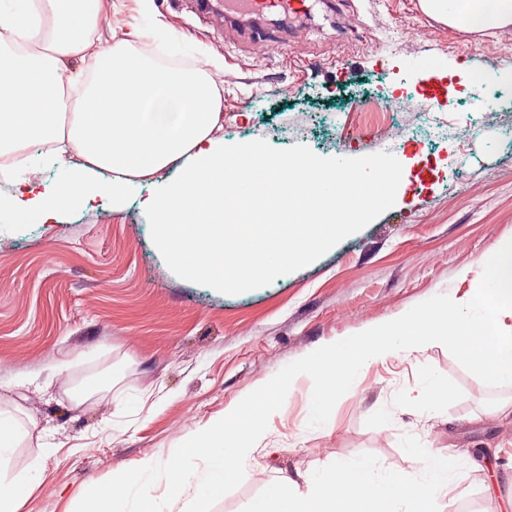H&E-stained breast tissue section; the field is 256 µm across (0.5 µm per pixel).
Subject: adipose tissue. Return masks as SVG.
<instances>
[{
    "label": "adipose tissue",
    "instance_id": "adipose-tissue-1",
    "mask_svg": "<svg viewBox=\"0 0 512 512\" xmlns=\"http://www.w3.org/2000/svg\"><path fill=\"white\" fill-rule=\"evenodd\" d=\"M426 15L461 33L512 29V0H419ZM116 0H36L33 10H0V151L28 153L57 143L61 176L44 185L13 180L0 194L12 223L44 224L98 199L122 201L148 181L144 206L169 262L210 287L247 288L279 265L309 259L387 201L394 185L375 158L337 176L305 158H272L224 147V85L205 64L173 68L142 51L153 38L140 18L124 39L101 28ZM175 176L163 178L167 168ZM21 427L0 412V512H21L36 489L10 475ZM414 483L369 460L339 462L306 489L266 482L247 512H432L454 497L457 461L436 454Z\"/></svg>",
    "mask_w": 512,
    "mask_h": 512
}]
</instances>
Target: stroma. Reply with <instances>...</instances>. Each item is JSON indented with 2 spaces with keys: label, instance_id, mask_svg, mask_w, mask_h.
<instances>
[{
  "label": "stroma",
  "instance_id": "1",
  "mask_svg": "<svg viewBox=\"0 0 512 512\" xmlns=\"http://www.w3.org/2000/svg\"><path fill=\"white\" fill-rule=\"evenodd\" d=\"M416 2L359 0L355 18L321 9L291 46L243 51L180 0H149L165 25L149 54L189 65V40L214 61L225 146L349 171L373 156L392 168L397 192L308 261L224 290L171 267L140 205L146 182L119 206L99 200L58 224L1 217L0 411L32 422L12 473L37 455L45 463L23 512H65L118 465L166 457L324 341L438 294L464 296L484 258L512 240V77L497 74L512 64V31L461 33ZM471 66L488 79L471 80ZM63 361L69 369L54 372ZM106 374L112 388L71 398ZM431 379L453 399L411 403ZM311 391V380L297 384L243 482L211 512H245L266 481L302 484L341 461L417 479L438 453L460 472L438 512H512V420L488 415L512 389L487 386L442 344L363 367L319 427L308 424Z\"/></svg>",
  "mask_w": 512,
  "mask_h": 512
}]
</instances>
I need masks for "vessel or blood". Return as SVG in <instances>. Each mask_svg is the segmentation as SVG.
Returning a JSON list of instances; mask_svg holds the SVG:
<instances>
[{
  "instance_id": "1",
  "label": "vessel or blood",
  "mask_w": 512,
  "mask_h": 512,
  "mask_svg": "<svg viewBox=\"0 0 512 512\" xmlns=\"http://www.w3.org/2000/svg\"><path fill=\"white\" fill-rule=\"evenodd\" d=\"M190 4L198 17L220 16L227 28L245 30L249 42L276 43L280 40L279 30L253 28V21L272 15L301 20L314 12L319 0H190Z\"/></svg>"
}]
</instances>
